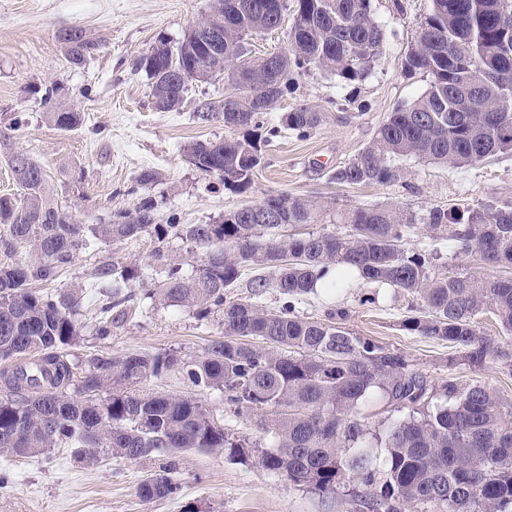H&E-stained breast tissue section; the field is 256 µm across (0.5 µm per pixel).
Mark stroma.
Wrapping results in <instances>:
<instances>
[{
    "label": "stroma",
    "mask_w": 512,
    "mask_h": 512,
    "mask_svg": "<svg viewBox=\"0 0 512 512\" xmlns=\"http://www.w3.org/2000/svg\"><path fill=\"white\" fill-rule=\"evenodd\" d=\"M210 5L211 0H0V195L19 191L7 157L21 150L41 164L62 204L86 225L109 223L146 197L156 203L159 217L175 214L185 224H211L226 211L278 194L332 198L338 208L390 203L419 214L436 206L474 209L494 199H512L510 155L459 169L407 159L402 166L408 176L396 183L343 186L330 178L331 170L347 163L389 112L427 89L429 76L405 71L403 62L430 0H406L401 15L392 10L391 0H372L386 43L363 80L343 84L316 70L296 77L269 119L304 105L324 113L322 125L308 138L288 133L272 142L247 193L225 189L184 152L195 141L233 137L223 114L201 122L193 112L198 102L223 100V78L191 82L182 110L160 112L151 105L145 73L132 68L135 58L159 41L177 45ZM74 29L101 42L80 66L69 63L62 41ZM52 84L59 100L84 113L78 130L66 132L45 120L43 94ZM147 168L159 178L143 186L138 176ZM158 249L189 273L206 253L205 247L174 237L161 242L142 234L118 244L93 238L55 281L41 285V292L52 297L69 288L84 289V339L73 349L78 371H85L91 358L128 352L196 356L223 339L220 314L201 320L189 309L147 298L155 281L165 276L160 264H153L151 279L136 284L135 297L113 324L111 336H95L101 285L94 273L100 258L143 265L153 263ZM419 304L410 294L359 280L332 295H308L297 309L303 316L322 318L331 309L345 308L349 332L403 352L428 379L437 382L451 372L459 381H478L512 397V376L454 363L447 342L403 331L402 319ZM139 388L202 401L216 409L229 432L263 446L271 442L259 428V417L238 415L218 392L201 389L182 374L146 380ZM172 459L179 494L146 501L138 487L158 468L154 459L131 462L105 455L85 465L65 448L26 458L0 456V472L9 476L0 488V512H186L191 506L199 512H338L334 497L291 486L280 474L253 463L195 449Z\"/></svg>",
    "instance_id": "1"
}]
</instances>
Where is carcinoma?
I'll return each instance as SVG.
<instances>
[{
    "instance_id": "cac0c4a2",
    "label": "carcinoma",
    "mask_w": 512,
    "mask_h": 512,
    "mask_svg": "<svg viewBox=\"0 0 512 512\" xmlns=\"http://www.w3.org/2000/svg\"><path fill=\"white\" fill-rule=\"evenodd\" d=\"M293 13L286 50L260 58L249 40L279 27ZM208 17L224 24V41L206 49L205 34L188 30L176 47L165 42L139 56L134 69L149 79L154 107L180 110L189 81L175 82L183 64L242 88L241 107L224 126L240 138L195 142L184 151L224 187L245 192L265 148L289 132L307 138L324 115L301 105L278 123L264 124L294 77L313 69L354 82L386 43L372 0H212ZM68 60L79 66L100 42L66 33ZM407 71L430 76L427 90L388 113L371 139L331 180L340 185L386 184L405 178L398 161L408 157L450 167L475 166L512 155V0H431L430 13L404 61ZM57 89H45V119L74 131L81 113L63 110ZM25 180L15 197H0V227L9 247L29 250L26 262L0 266V454L25 457L71 448L77 460L102 454L131 462L188 449L217 451L254 462L309 492L332 495L350 512H512V400L487 385H461L453 373L434 384L412 368L404 353L343 327L348 311L323 319L295 310L303 297L349 288L354 279L406 292L422 300L403 330L446 341L464 364H492L512 375V276L437 273L448 264L437 251L412 246L416 224L433 239H448L455 257L477 255L512 269V200L473 210L436 207L419 217L391 204L354 207L331 232L285 235L283 225L310 226L333 203L313 196L270 195L229 211L214 224H182L177 215L156 221L145 201L108 224L76 221L59 202L41 166L24 152ZM114 244L149 234L205 245L194 273L168 260L165 278L152 291L166 305L187 307L199 319L222 313L224 340L194 357L175 352L94 357L77 376L69 349L77 345L83 289L49 299L32 285L50 282L86 243V235ZM258 266L249 294L228 297L243 269ZM145 265L98 262L105 284L95 335L112 334V310L133 300L128 289L144 280ZM274 288L283 299L275 311L256 299ZM493 313L502 331L487 336L479 317ZM173 372L197 387L216 390L242 415L267 413L261 429L273 444L261 448L224 430L213 410L192 399L143 393L134 385ZM110 390L106 398L99 392ZM169 463L139 486L146 501L172 498L180 484Z\"/></svg>"
}]
</instances>
